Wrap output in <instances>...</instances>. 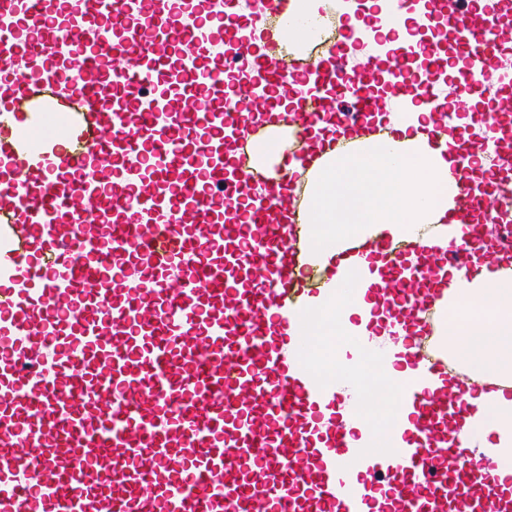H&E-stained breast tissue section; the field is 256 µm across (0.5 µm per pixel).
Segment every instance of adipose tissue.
<instances>
[{
    "instance_id": "adipose-tissue-1",
    "label": "adipose tissue",
    "mask_w": 512,
    "mask_h": 512,
    "mask_svg": "<svg viewBox=\"0 0 512 512\" xmlns=\"http://www.w3.org/2000/svg\"><path fill=\"white\" fill-rule=\"evenodd\" d=\"M325 6L326 0H289L283 40L292 45L305 42ZM389 110L393 133L388 138L339 151L333 145L336 128L327 122L321 134L327 149L320 162L309 167L295 160L287 168L288 174L311 179L306 256L331 277L325 298L306 311L297 328L316 349L331 338L350 347L357 337L368 335L373 351L393 354L392 340L377 316L385 307L378 293L384 285L383 255L368 250L355 265L345 250L375 241L414 239L429 225L456 220L457 188L449 178L456 157L424 134L423 107L397 98L390 101ZM447 289L449 296L472 307L469 316L452 319L447 329L454 338L455 358L480 386L467 397L473 416L464 431L470 447L496 458L500 479L512 478V395L481 389L482 384L512 378V275L488 272L470 280L454 271ZM336 312L342 327L334 332L328 318ZM407 422L395 393L387 404L358 408L356 416L345 420L350 429L375 425L373 436L356 442L368 451L381 447L392 429Z\"/></svg>"
}]
</instances>
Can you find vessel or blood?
Masks as SVG:
<instances>
[{
  "instance_id": "obj_1",
  "label": "vessel or blood",
  "mask_w": 512,
  "mask_h": 512,
  "mask_svg": "<svg viewBox=\"0 0 512 512\" xmlns=\"http://www.w3.org/2000/svg\"><path fill=\"white\" fill-rule=\"evenodd\" d=\"M427 23L452 32L463 112L512 92L484 28L498 0ZM0 512H512L460 437L470 412L443 339L450 300L421 241L381 243L391 338L420 387L410 425L374 454L348 445L347 411L293 315L327 291L302 265L305 212L268 190L256 141L307 140L337 110L350 46L294 64L264 43L246 69L217 54L239 17L222 0H0ZM112 36L97 37L102 21ZM366 63L358 135L390 98L431 112L426 134L484 223L500 192L475 183L467 125L407 75ZM106 79L90 84V72ZM298 105L280 110L279 91ZM244 94L247 120L224 99ZM474 222L442 224L446 262L468 278L486 252Z\"/></svg>"
}]
</instances>
